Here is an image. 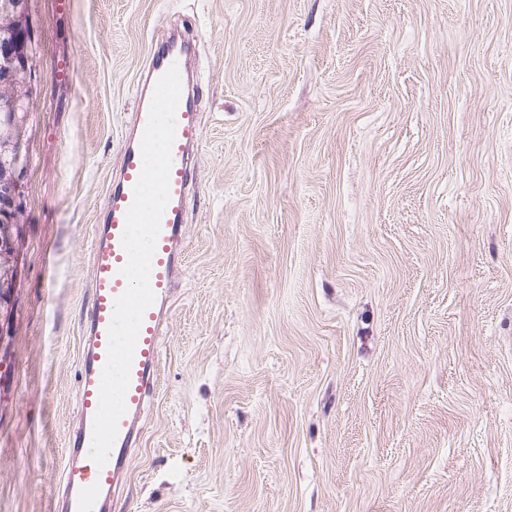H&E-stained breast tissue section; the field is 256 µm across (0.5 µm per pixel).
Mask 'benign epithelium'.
<instances>
[{
  "mask_svg": "<svg viewBox=\"0 0 512 512\" xmlns=\"http://www.w3.org/2000/svg\"><path fill=\"white\" fill-rule=\"evenodd\" d=\"M26 4L27 0H0V304L10 298L14 288L13 226L21 208L18 112L25 111L19 104L32 95L27 80L32 31Z\"/></svg>",
  "mask_w": 512,
  "mask_h": 512,
  "instance_id": "1",
  "label": "benign epithelium"
}]
</instances>
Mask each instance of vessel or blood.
<instances>
[{"label":"vessel or blood","instance_id":"1","mask_svg":"<svg viewBox=\"0 0 512 512\" xmlns=\"http://www.w3.org/2000/svg\"><path fill=\"white\" fill-rule=\"evenodd\" d=\"M187 47L172 39L151 45L137 90L128 133L121 147L120 165L108 191L103 223L95 225L91 250V305L85 325L87 340L79 358L78 422L68 439V461L63 472L65 497L61 512H106V502L128 472L131 450L137 441L135 419L152 393L161 370L162 309L172 292L181 249L180 232L186 222V200L195 180L190 159L200 141L199 112L188 97H181L176 113V137L169 176L170 200L152 260L150 284L154 304L145 312L139 331L125 397L126 412L104 466L89 457L93 418L99 405L101 372L107 358L108 327L115 299L127 281L120 270L127 261L122 246L126 213L133 202V187L142 169L140 143L148 121L157 80L170 66H184Z\"/></svg>","mask_w":512,"mask_h":512}]
</instances>
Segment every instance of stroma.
Returning a JSON list of instances; mask_svg holds the SVG:
<instances>
[{"mask_svg":"<svg viewBox=\"0 0 512 512\" xmlns=\"http://www.w3.org/2000/svg\"><path fill=\"white\" fill-rule=\"evenodd\" d=\"M0 512H55L138 77L199 44L161 375L109 512H512V0H28Z\"/></svg>","mask_w":512,"mask_h":512,"instance_id":"35a3bbf8","label":"stroma"}]
</instances>
